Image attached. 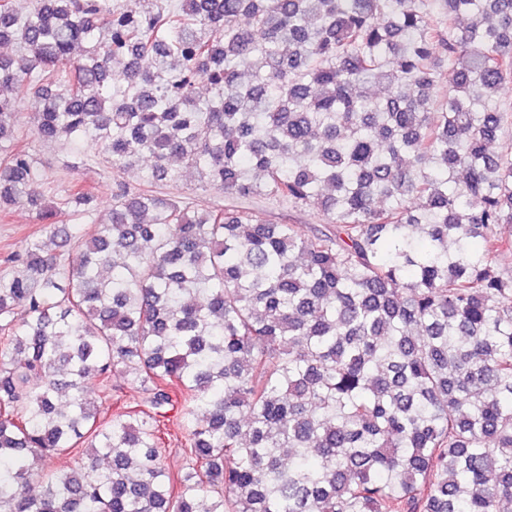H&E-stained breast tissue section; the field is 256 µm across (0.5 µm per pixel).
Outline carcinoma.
<instances>
[{
  "label": "carcinoma",
  "mask_w": 512,
  "mask_h": 512,
  "mask_svg": "<svg viewBox=\"0 0 512 512\" xmlns=\"http://www.w3.org/2000/svg\"><path fill=\"white\" fill-rule=\"evenodd\" d=\"M29 2L0 0L21 52L0 55V212L36 211L51 244L0 277V512L512 504V146L488 152L512 128V0ZM22 103L111 169L152 158L109 221L82 187L45 203ZM174 161L231 202L155 192ZM115 372L147 408L102 416L88 385L107 401ZM259 215L272 223L299 224L305 233L314 228H322L326 224L320 220L315 210L307 207L292 208L272 200H265L257 207ZM166 428L167 430H164V432L167 433L164 436L166 440V455L164 461L172 471H178L185 462L183 451V448H185L184 434L175 422L174 424H172V422L168 423Z\"/></svg>",
  "instance_id": "1"
}]
</instances>
